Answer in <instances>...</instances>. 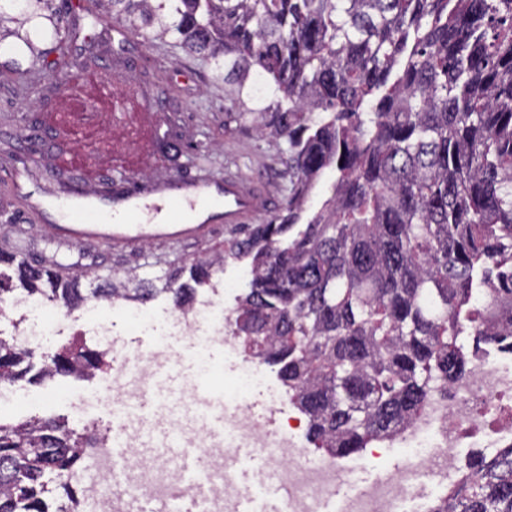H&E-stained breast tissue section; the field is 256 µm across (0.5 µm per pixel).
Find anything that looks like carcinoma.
<instances>
[{
    "instance_id": "1",
    "label": "carcinoma",
    "mask_w": 512,
    "mask_h": 512,
    "mask_svg": "<svg viewBox=\"0 0 512 512\" xmlns=\"http://www.w3.org/2000/svg\"><path fill=\"white\" fill-rule=\"evenodd\" d=\"M145 44L213 63L258 136L283 142L287 214L228 231L224 251L162 275L64 277L0 252V299L23 289L71 313L110 296L176 307L214 266L252 257L235 308L249 354L278 367L307 438L345 457L462 377V336H512V0H94ZM57 0H0V82L37 84L69 56ZM321 208L298 223L326 171ZM109 366L0 338V382ZM85 434L64 419L0 421V512H82ZM63 489L66 498L54 497ZM431 512H512V447Z\"/></svg>"
}]
</instances>
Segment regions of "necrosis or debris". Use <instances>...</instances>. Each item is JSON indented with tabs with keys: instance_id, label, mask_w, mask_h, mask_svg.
Masks as SVG:
<instances>
[{
	"instance_id": "4bbe7bcc",
	"label": "necrosis or debris",
	"mask_w": 512,
	"mask_h": 512,
	"mask_svg": "<svg viewBox=\"0 0 512 512\" xmlns=\"http://www.w3.org/2000/svg\"><path fill=\"white\" fill-rule=\"evenodd\" d=\"M233 288V282H224L186 309L166 313L162 336L148 352L130 353L118 334L104 342V350L119 362L94 393L99 404L113 410L129 409L146 392L166 391L164 375L183 362L181 352L168 344L170 336L189 340L197 371L173 404H159L144 418L131 416L125 469L117 467L111 440L96 442L91 455L97 478L84 486V501L94 512H129L135 502L162 503L167 512H181L187 499L194 501L195 512H235L244 492L236 478L242 448L264 460L254 471L257 487L286 488L279 512H324L334 498L338 512H425L427 500L461 479L469 456L512 446V352H480L465 376L435 391L415 418L381 439L375 456L398 451L399 465L381 466L362 489L341 494L351 471L332 458H310L300 438L303 422L289 411L287 396L262 363L235 345L234 309L228 302ZM217 345L224 348V402L218 407L200 395L197 384L210 372L209 351ZM156 427L169 447L196 449L195 474L150 453L148 432Z\"/></svg>"
}]
</instances>
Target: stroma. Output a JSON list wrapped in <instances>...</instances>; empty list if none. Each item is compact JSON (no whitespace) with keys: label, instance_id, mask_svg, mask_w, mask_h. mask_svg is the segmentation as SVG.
Masks as SVG:
<instances>
[{"label":"stroma","instance_id":"obj_1","mask_svg":"<svg viewBox=\"0 0 512 512\" xmlns=\"http://www.w3.org/2000/svg\"><path fill=\"white\" fill-rule=\"evenodd\" d=\"M68 20L77 31L78 45L88 46L90 54L106 63H125L138 81L153 88L160 103L156 121L168 132L167 157L154 167V175L187 173L197 162L219 171L230 170L262 188V205L253 217L254 223H264L283 211L288 197L275 139L258 138L249 119L229 120L236 106L225 96L223 83L213 80L209 66L168 41L147 47L133 39L124 48H115L100 37V27L110 23L104 16L91 19L72 14ZM60 75V69H53L44 80L43 90L35 94L20 83L0 88V152L17 162L28 149H37L39 160L31 166L29 186L36 193L50 194L58 200L63 193L55 175L54 157L62 151L86 152L91 132L99 130L110 150L99 155L97 162L102 169L112 168V156L125 152L131 126L137 121L118 98L111 99L108 108L92 112L83 109L78 92L66 102H57L51 86ZM224 237L220 231L203 242L148 245L130 253L108 246L62 244L24 223L12 210L0 212V251L10 250L12 239H20L24 256L32 265L54 267L67 275L88 269L140 268L149 259L163 270L168 264L223 249ZM80 385V380L61 374L37 383L16 382L13 389L19 408L0 411V420L18 422L52 416L82 429L83 416L69 400Z\"/></svg>","mask_w":512,"mask_h":512}]
</instances>
